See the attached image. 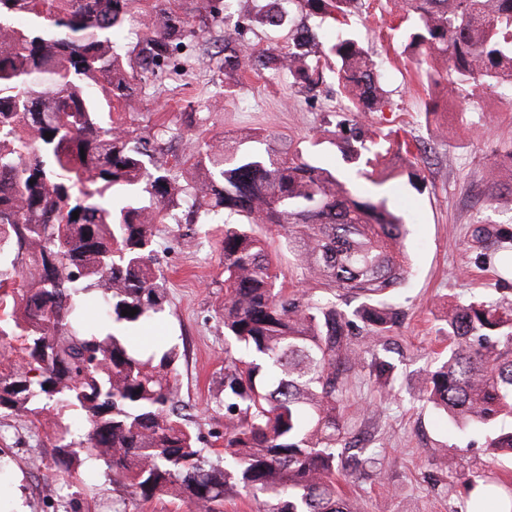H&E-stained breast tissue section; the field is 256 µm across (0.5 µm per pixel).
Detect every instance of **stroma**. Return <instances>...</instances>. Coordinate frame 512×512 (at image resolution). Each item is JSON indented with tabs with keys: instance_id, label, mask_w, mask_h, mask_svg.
<instances>
[{
	"instance_id": "1",
	"label": "stroma",
	"mask_w": 512,
	"mask_h": 512,
	"mask_svg": "<svg viewBox=\"0 0 512 512\" xmlns=\"http://www.w3.org/2000/svg\"><path fill=\"white\" fill-rule=\"evenodd\" d=\"M378 0H358L350 20L383 66L391 106L372 117L373 126L398 131L427 147L429 162L420 169L425 183L415 190L403 171L404 159L391 156L389 167L400 177L386 185L390 203L408 224L405 249L411 269L398 293L401 326L389 336L398 369L393 381L397 401L380 407L368 373L353 378L346 394L345 416L353 433L379 449L375 466L351 479L347 489L367 512H461L467 502L466 477L486 475L512 484V458H490L484 441L460 439L455 425L414 395L442 345L436 339L449 301L473 294L501 296L494 264L476 262L464 243L478 219L502 221L512 216V194L498 196L492 208L484 201L497 179L495 154L512 149V96L492 90L467 100L437 97L434 112L415 64L393 40ZM224 38L223 25H213L182 51L190 63L189 79L173 77L138 94L143 136L219 97L220 111L205 126L208 139L259 133L275 149L289 142L319 139L316 159L331 170L345 169L336 147L334 120L345 103L334 82L306 92L254 75L233 83L216 69L212 55ZM155 265L168 281L163 319L147 328L142 342L164 338L181 354L176 386L202 434L218 423L206 411L210 392L224 372V326L218 311L224 304V265L215 225L159 224ZM194 248H187V241ZM0 452L13 462L0 492L21 500L27 512H107L113 496L96 463L79 456L71 486L58 490L54 440L30 417H0Z\"/></svg>"
}]
</instances>
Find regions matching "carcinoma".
<instances>
[{
    "label": "carcinoma",
    "instance_id": "carcinoma-1",
    "mask_svg": "<svg viewBox=\"0 0 512 512\" xmlns=\"http://www.w3.org/2000/svg\"><path fill=\"white\" fill-rule=\"evenodd\" d=\"M177 2L0 0V336L22 338L26 353L22 369L0 377V412L40 419L64 473L79 448L100 461L119 488L112 512L163 498L188 512H222L224 500L250 495L258 512H362L347 477L376 458L344 460L354 442L344 393L365 361L379 401L396 402L385 337L400 314L391 296L408 273L404 220L383 189L399 173L375 162L394 153L413 157L414 167L426 149L363 123L390 100L350 28L357 0H288L335 23L325 45L285 8L254 5L259 24L289 28L277 52L249 41L242 0H202L206 16L224 23L215 57L225 76L336 81L349 101L336 115V147L373 189L361 196L306 149L275 151L259 135L196 139L173 164L159 162L171 125H155L150 143L113 114L140 85L187 73L172 59L197 31ZM386 5L389 30L446 96L478 87L512 93V0ZM136 19L147 31L127 52L113 35ZM186 166L197 177H184ZM498 173L490 203L497 191L512 192V163ZM182 204L201 224L236 215L220 240L224 376L207 405L224 417V431L207 439L178 399L177 346L148 353L134 342L166 311L154 226L179 223ZM261 224L288 233L308 288L283 287ZM492 236L510 242L512 226L477 222L467 242L477 259ZM350 296L360 299L351 316L336 303ZM444 324L448 345L419 398L486 431L489 455L512 456V430L495 428L512 418V299L450 302ZM219 440L222 453L213 449ZM468 492L465 512H486L495 500L512 512V489L470 478Z\"/></svg>",
    "mask_w": 512,
    "mask_h": 512
}]
</instances>
